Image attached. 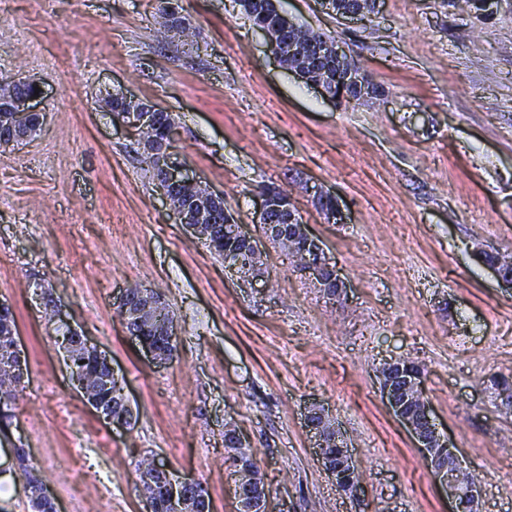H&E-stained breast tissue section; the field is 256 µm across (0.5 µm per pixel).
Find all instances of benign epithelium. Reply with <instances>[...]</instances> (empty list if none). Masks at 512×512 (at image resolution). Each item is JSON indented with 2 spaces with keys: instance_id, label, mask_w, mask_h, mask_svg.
<instances>
[{
  "instance_id": "benign-epithelium-1",
  "label": "benign epithelium",
  "mask_w": 512,
  "mask_h": 512,
  "mask_svg": "<svg viewBox=\"0 0 512 512\" xmlns=\"http://www.w3.org/2000/svg\"><path fill=\"white\" fill-rule=\"evenodd\" d=\"M376 0H353L347 8L336 11V15L347 19H362L375 8ZM279 22L272 26L265 20L258 21L255 29L268 40L272 54L277 61L283 57L293 62L288 71L294 73L308 85L322 90L338 103L348 100L377 98L382 92L359 68L347 54L334 42L323 41L317 53L309 51V44L296 39L291 30L298 29L288 15L278 13ZM40 89L34 81L18 80L0 89V112L4 113V130L0 131V142L13 144L32 136L43 121L40 113L34 111L29 103L37 99L35 94L19 92L21 88ZM126 124L137 129L141 134V144L150 163L155 167L158 178L157 187L161 196L169 203L170 209L179 223L185 225L193 236L209 244L215 235L214 224L219 215H224V265L235 271L239 278L254 288L265 287L264 275L257 268L243 265L241 253L248 254L257 261L265 257L260 248V239L283 247L294 258V271L312 282L329 300H341L347 295V283L340 276L336 266L327 257L321 242L314 238L302 223L291 206L288 193L274 185H268L261 192V204L257 224L262 238H257L244 230V225L224 210V194L203 189L202 195L194 201H186L178 190L181 186L197 182L183 173L177 162L173 147L172 129L159 123V108L142 104L137 111L129 114ZM316 199L321 210L332 221L343 220L335 198L316 192ZM484 263L491 268L502 283L512 288V259L491 252L483 253ZM142 301L134 303L130 290L126 289L119 297L118 306L125 316L130 318L127 333L138 340L150 360L163 365L168 359L153 343L142 335L140 328L147 316L163 305L159 293L141 292ZM67 338L78 341L80 352L73 351L70 343H65L67 364L78 392L86 404L102 421L126 426L131 421L133 409L121 390L117 396L107 393L111 387L115 370L112 359L100 347L88 341L85 336L72 328L66 329ZM0 341L7 346V352L0 355V390L16 384V378L24 376L25 367L22 352L18 347L16 332H0ZM88 357L107 366V371L91 373L77 371L80 357ZM380 393L387 407L394 416L408 429L429 460L436 477L448 491V496L455 500L454 512H476L481 492L477 483L465 472L460 460L450 446L447 438L437 430L428 401L422 388L421 372L411 366H403L398 359L385 364L378 371ZM306 426L318 437L316 454L325 471L334 478L336 485L344 483V467L356 471L352 454L338 428L334 425L325 427L329 421L322 406L313 404L305 416ZM333 442L342 450L344 463L333 465L326 457L328 442ZM237 496L240 512H271L270 494L266 490L245 494L242 487L249 486L252 472L247 468L235 467ZM140 485L154 486L157 478L167 481L168 500L179 512H202V507L189 500L185 489L193 484L191 480H176L169 470L153 459L144 460L140 470Z\"/></svg>"
}]
</instances>
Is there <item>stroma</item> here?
<instances>
[{
    "label": "stroma",
    "instance_id": "35a3bbf8",
    "mask_svg": "<svg viewBox=\"0 0 512 512\" xmlns=\"http://www.w3.org/2000/svg\"><path fill=\"white\" fill-rule=\"evenodd\" d=\"M0 0V84L38 81L37 135L0 147V298L13 307L28 373L0 417V467L30 512L11 451L27 449L59 512H147L148 457L236 512L224 431L242 433L272 512H449L448 495L383 403L377 371L424 370L434 420L481 491L512 512V289L477 258L512 255V0H377L363 21L320 0H278L325 34L383 91L335 103L279 65L236 0ZM131 93L172 114L179 161L253 224L262 189L283 188L348 283L323 298L265 245L255 294L191 237L162 200L138 137L105 105ZM346 215L327 222L312 187ZM132 285L159 292L176 349L156 366L117 311ZM106 350L135 422L100 421L75 389L62 323ZM324 406L344 431L360 490L324 470L305 426ZM112 474V492L92 464Z\"/></svg>",
    "mask_w": 512,
    "mask_h": 512
}]
</instances>
